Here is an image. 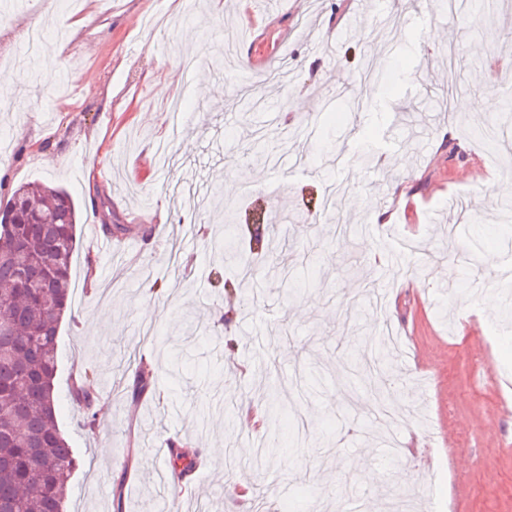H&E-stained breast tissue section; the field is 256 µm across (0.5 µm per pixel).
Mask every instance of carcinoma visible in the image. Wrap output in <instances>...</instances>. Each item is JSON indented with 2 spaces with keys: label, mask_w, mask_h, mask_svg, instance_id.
Instances as JSON below:
<instances>
[{
  "label": "carcinoma",
  "mask_w": 512,
  "mask_h": 512,
  "mask_svg": "<svg viewBox=\"0 0 512 512\" xmlns=\"http://www.w3.org/2000/svg\"><path fill=\"white\" fill-rule=\"evenodd\" d=\"M0 222V512H65L75 451L56 414L58 341L64 317L74 318L70 268L77 249L78 212L63 189L24 183ZM92 373L79 374L73 400L86 425H96ZM151 375L139 367L131 394L140 397ZM264 427L277 431L287 407L267 393ZM174 469L187 474L194 453L170 443Z\"/></svg>",
  "instance_id": "carcinoma-1"
}]
</instances>
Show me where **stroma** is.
<instances>
[{"label": "stroma", "instance_id": "obj_1", "mask_svg": "<svg viewBox=\"0 0 512 512\" xmlns=\"http://www.w3.org/2000/svg\"><path fill=\"white\" fill-rule=\"evenodd\" d=\"M0 11V71L32 93L0 110V203L20 184L65 189L81 222L72 267L77 322H63L55 379L61 430L80 457L68 512H112L113 482L126 475V512L199 505L255 512H392L434 499L437 512H512V319L472 320L481 296L460 268L512 307V284L496 271L512 253L486 180H512V155L483 143L479 129L512 107L481 108L484 89L512 90V68L495 71L512 47V0L495 20L451 16L438 0H380L366 12L337 0H21ZM197 40L184 46L180 33ZM45 35L28 44L31 29ZM389 60L381 81L358 84L370 56ZM57 79L40 81L46 62ZM366 103L352 111L342 92ZM307 104L286 109L287 96ZM111 97L110 107L101 100ZM179 97V122L154 116ZM109 190L90 206L86 171ZM238 189L225 196L224 181ZM348 186L336 219L320 210L328 183ZM197 190L232 209L239 224L261 219L271 243L247 290L228 291L208 238L211 212L179 200ZM358 197L348 207L346 197ZM166 207L169 220L150 219ZM391 214L380 224L376 213ZM124 225L120 250L88 256L92 233ZM420 253L392 263L397 239ZM94 258L98 287L86 283ZM386 289L399 338L385 381L347 374L383 345L368 288ZM161 319L139 316L147 300ZM234 309L230 332L213 312ZM153 374L139 398L126 387L139 362ZM96 373L98 427L71 400L80 369ZM279 379L288 416L279 434L302 445L272 463L270 435L230 425ZM401 407L399 429L370 411ZM406 447L387 457V440ZM198 452L220 441L233 458H205L174 493L164 464L169 440ZM108 455H99L101 447ZM375 470L367 483L363 469ZM250 498L236 495L240 484Z\"/></svg>", "mask_w": 512, "mask_h": 512}]
</instances>
